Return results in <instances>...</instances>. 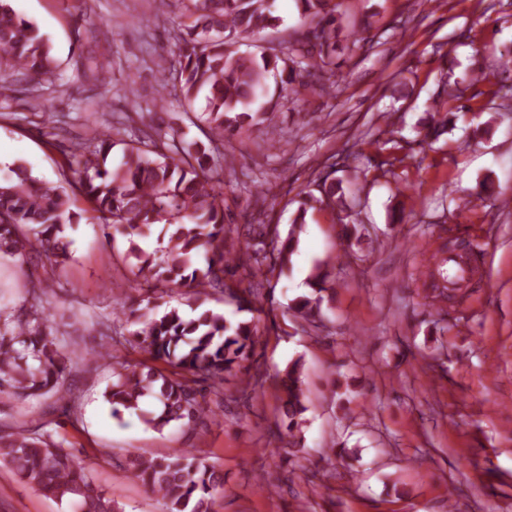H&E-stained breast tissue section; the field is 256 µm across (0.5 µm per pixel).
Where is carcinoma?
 <instances>
[{
    "mask_svg": "<svg viewBox=\"0 0 512 512\" xmlns=\"http://www.w3.org/2000/svg\"><path fill=\"white\" fill-rule=\"evenodd\" d=\"M186 21L173 31L177 65L160 67L161 87L190 107L205 95L204 112L187 113L199 122L204 140L186 143L173 127H159L124 140L121 131L107 129L76 148H62L74 180L64 186L34 177L17 163L0 181V254L25 270L22 305L0 309V400L20 403L53 399L63 413L76 408L66 387L75 361L65 346V334L50 323L51 308L41 297L44 279L54 276L71 257L66 229L80 223L77 197L90 205L104 237L115 234L130 243L133 282L145 296L112 310V345L93 359L112 360V384L104 392L112 416L140 412L146 424L160 431L178 422L194 430L211 416L206 391L223 388L224 375L255 361L260 345L254 320L232 318L204 306L219 293L236 312L251 313L262 304L265 272L290 269L304 216H298L287 237L274 232L266 249L270 225L245 216L248 241L256 267L237 277L241 264L234 239L228 236L224 210V140L265 126L270 143L276 129L268 124L273 101L266 79L278 69L288 72V84L306 75L323 87L324 74L335 68L338 28L332 0H297L307 26L279 43V48L243 55L236 39L258 37L277 27L274 0H181ZM0 55L9 70H0V101L15 92L14 75L40 82L58 69L53 48L39 30L0 0ZM328 175L314 181L322 197L317 203H343ZM161 225L166 246L147 250L141 242ZM328 263L317 264L307 279L312 295L293 300L290 309L309 327L322 321V292ZM247 286L240 287L241 283ZM187 289V308L163 307L168 292ZM127 343L155 360L180 370L174 377L142 362L131 363L115 345ZM282 392L278 435L288 436V454L303 450L296 431L308 411L302 365L295 361L279 378ZM44 422L34 428L0 433V463L17 479L61 503L75 501L80 512H120L112 492L96 484L91 468L80 464L66 439H58ZM129 477L163 501V512H215L224 491L222 469L189 450L155 455L140 452L129 461Z\"/></svg>",
    "mask_w": 512,
    "mask_h": 512,
    "instance_id": "obj_1",
    "label": "carcinoma"
}]
</instances>
